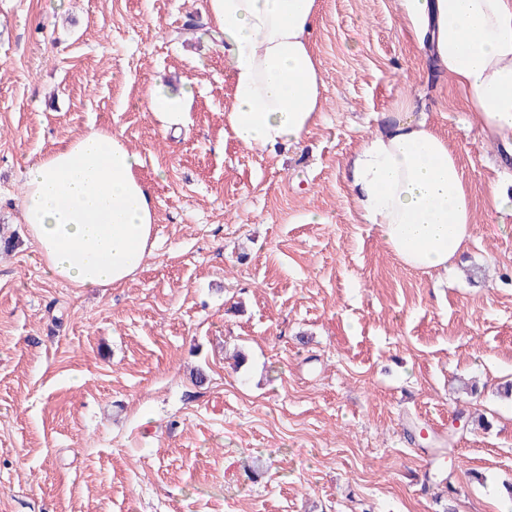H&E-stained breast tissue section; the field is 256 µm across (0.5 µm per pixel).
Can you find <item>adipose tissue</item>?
Returning a JSON list of instances; mask_svg holds the SVG:
<instances>
[{
	"label": "adipose tissue",
	"instance_id": "adipose-tissue-1",
	"mask_svg": "<svg viewBox=\"0 0 512 512\" xmlns=\"http://www.w3.org/2000/svg\"><path fill=\"white\" fill-rule=\"evenodd\" d=\"M433 69L466 95L481 131L512 149V0H398ZM320 0H205L231 68L225 119L245 146L299 143L323 106L309 36ZM413 99L364 137L348 161L354 208L399 263L447 269L471 237L455 153ZM120 133L93 130L55 147L24 177L21 219L50 275L78 288L132 278L153 248L152 193Z\"/></svg>",
	"mask_w": 512,
	"mask_h": 512
}]
</instances>
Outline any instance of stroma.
I'll return each mask as SVG.
<instances>
[{"label":"stroma","instance_id":"obj_1","mask_svg":"<svg viewBox=\"0 0 512 512\" xmlns=\"http://www.w3.org/2000/svg\"><path fill=\"white\" fill-rule=\"evenodd\" d=\"M323 112L238 142L204 0H0V512H499L512 496V153L429 71L395 0H321ZM191 91L177 138L147 99ZM412 97L474 213L448 271L359 221L347 157ZM122 133L154 248L119 287L51 278L26 168ZM322 222L303 223V212ZM204 369V383L193 374ZM467 429L452 431L456 418Z\"/></svg>","mask_w":512,"mask_h":512}]
</instances>
